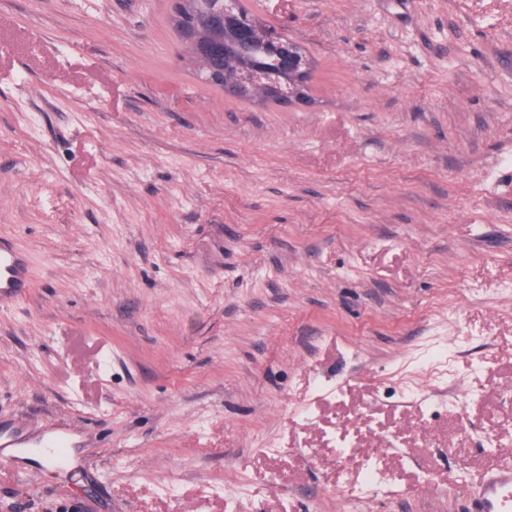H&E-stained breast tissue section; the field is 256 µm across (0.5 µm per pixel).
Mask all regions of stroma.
I'll return each mask as SVG.
<instances>
[{"label":"stroma","instance_id":"obj_1","mask_svg":"<svg viewBox=\"0 0 512 512\" xmlns=\"http://www.w3.org/2000/svg\"><path fill=\"white\" fill-rule=\"evenodd\" d=\"M174 2L0 0V421L84 461H0V512H464L512 464V0H242L305 106L203 81ZM264 40L273 45H286L278 50L277 62L290 84L297 86L295 93L288 100H280L283 104H308L310 99L305 92V86L312 74V61L308 54L298 44L283 40L277 33L265 30ZM34 288L31 261L14 242L0 239V302L11 303Z\"/></svg>","mask_w":512,"mask_h":512}]
</instances>
